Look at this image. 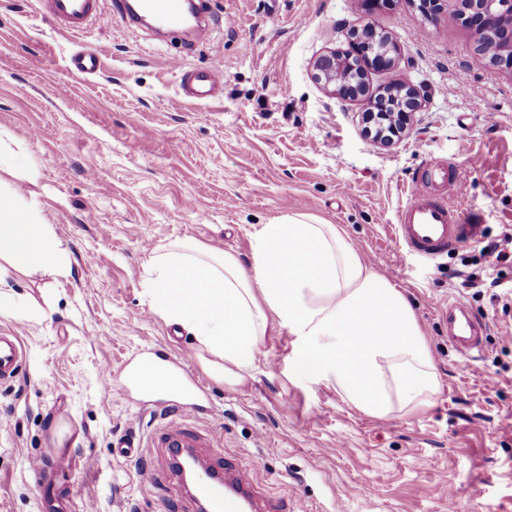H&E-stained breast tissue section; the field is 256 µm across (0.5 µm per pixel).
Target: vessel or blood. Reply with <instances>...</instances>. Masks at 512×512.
Segmentation results:
<instances>
[{"instance_id": "obj_1", "label": "vessel or blood", "mask_w": 512, "mask_h": 512, "mask_svg": "<svg viewBox=\"0 0 512 512\" xmlns=\"http://www.w3.org/2000/svg\"><path fill=\"white\" fill-rule=\"evenodd\" d=\"M188 0H120L115 15H108L101 0H43L42 15L51 24L75 34H89L109 25L112 19H133L135 14L150 18L158 27L170 32L185 24ZM224 84L220 70L207 68L182 77L184 94L196 101L214 97ZM464 189V179L451 165L427 163L420 177L409 189L400 208L395 234L407 252L434 259L456 249L467 238L470 227L463 224L457 198ZM448 343L463 360H471L484 346L482 326L466 302L453 300L445 315ZM22 365V348L16 336L0 334V384H7L18 375ZM150 411L155 421L147 438L129 435L114 445L117 455L130 457L139 448H163L176 453L181 448H213L217 436L210 431L194 429L192 422L205 408L193 397H185L177 415H169L160 401H152ZM196 496L205 502L208 512H302V501H295L291 510H284L274 501H261L255 494L253 480L245 467L224 477L221 467L211 468L196 488Z\"/></svg>"}]
</instances>
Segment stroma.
<instances>
[{
    "label": "stroma",
    "mask_w": 512,
    "mask_h": 512,
    "mask_svg": "<svg viewBox=\"0 0 512 512\" xmlns=\"http://www.w3.org/2000/svg\"><path fill=\"white\" fill-rule=\"evenodd\" d=\"M396 0L376 22L400 65L371 73L430 99L390 145L365 131L360 102L313 78L317 56L347 44L355 0H207L210 36L197 42L121 23L75 36L38 14L39 0H0V190L38 201L67 250L71 273L11 269L4 287L28 315L0 313L22 339L25 364L0 387V512H196L164 449L115 455L143 392L117 387L153 356L200 384L198 427L218 456L246 467L265 496L303 499L308 512H512V307L503 292L462 287L483 266V236L512 230V72L480 51L461 21L426 18ZM96 51L100 69L68 58ZM221 68L205 102L179 91L177 66ZM455 163L473 235L443 257L403 252L398 212L413 172ZM307 213L338 225L364 260L415 309L439 376L430 405L373 419L324 384L291 375V338L274 330L240 382L208 377L188 332L151 312L148 258L178 240L251 265L259 225ZM463 299L486 344L460 363L442 316ZM67 449L72 469L57 467ZM41 456L33 473L26 460ZM161 479L143 496L144 468Z\"/></svg>",
    "instance_id": "obj_1"
}]
</instances>
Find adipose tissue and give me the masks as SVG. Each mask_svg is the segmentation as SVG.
<instances>
[{
  "mask_svg": "<svg viewBox=\"0 0 512 512\" xmlns=\"http://www.w3.org/2000/svg\"><path fill=\"white\" fill-rule=\"evenodd\" d=\"M65 276L62 241L36 206L0 195V256ZM151 311L191 332L219 381L251 373L271 324L292 338L293 375L333 388L379 420L428 405L439 385L408 297L334 224L295 213L260 225L252 265L178 241L147 262Z\"/></svg>",
  "mask_w": 512,
  "mask_h": 512,
  "instance_id": "adipose-tissue-1",
  "label": "adipose tissue"
}]
</instances>
